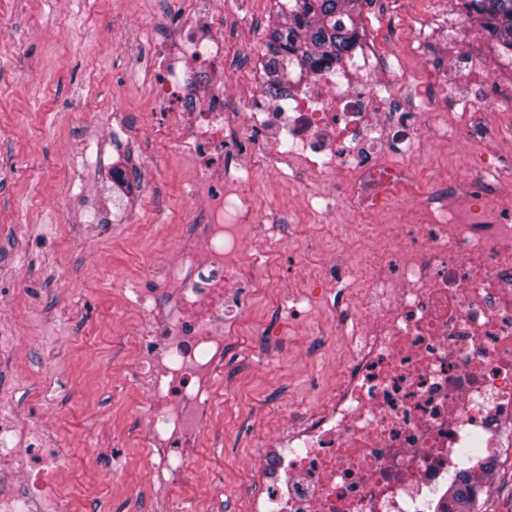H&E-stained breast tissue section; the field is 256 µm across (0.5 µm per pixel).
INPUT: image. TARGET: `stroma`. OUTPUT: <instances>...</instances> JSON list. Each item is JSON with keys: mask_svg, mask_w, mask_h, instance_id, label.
Returning a JSON list of instances; mask_svg holds the SVG:
<instances>
[{"mask_svg": "<svg viewBox=\"0 0 512 512\" xmlns=\"http://www.w3.org/2000/svg\"><path fill=\"white\" fill-rule=\"evenodd\" d=\"M363 34L408 72L440 61L452 0H359ZM288 0H0V409L67 448L43 512H239L237 485L263 443L321 405L344 353L299 283L311 240L342 249L343 187L257 172L261 213L277 223L256 254L275 252L274 296L252 307L274 333L224 349L214 423L189 464L193 481L164 499L150 449L129 440L145 394L126 374L135 356L136 290L174 253L201 200L190 158L171 148L169 109L143 82L175 25L207 26L228 54L212 86L245 100L269 26ZM425 28L432 49L413 36ZM128 136L112 138L115 120ZM134 169L127 180L114 170Z\"/></svg>", "mask_w": 512, "mask_h": 512, "instance_id": "stroma-1", "label": "stroma"}]
</instances>
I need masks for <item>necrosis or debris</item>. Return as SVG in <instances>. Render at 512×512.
Instances as JSON below:
<instances>
[{
    "label": "necrosis or debris",
    "mask_w": 512,
    "mask_h": 512,
    "mask_svg": "<svg viewBox=\"0 0 512 512\" xmlns=\"http://www.w3.org/2000/svg\"><path fill=\"white\" fill-rule=\"evenodd\" d=\"M181 37V59L157 65L148 86L174 105L172 147L195 162L209 198L177 256L137 291L138 354L127 371L147 395L134 436L152 451L149 478L171 490L188 482L225 346L269 333L248 307L271 286L248 251L268 238L251 175L280 166L340 177L347 207L367 218L411 207L393 224L343 225L358 248L331 253L315 272L353 290L352 318L331 323L347 355L328 400L256 456L239 487L242 512H439L473 444L512 477V158L500 151L512 142V80L490 84L479 50L491 30L455 22L454 68L415 79L364 41L351 69L293 79L240 107L218 89L194 93L223 65V37L189 28ZM414 88L441 105L429 121L407 102ZM491 106L500 119L490 120ZM458 129L490 147L480 180L415 162L423 138L445 144ZM19 423L12 412L0 418V512H35L68 464L66 449L33 434L34 461L12 467Z\"/></svg>",
    "instance_id": "1"
}]
</instances>
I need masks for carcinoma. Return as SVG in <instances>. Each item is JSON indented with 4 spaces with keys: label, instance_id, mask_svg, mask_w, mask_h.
<instances>
[{
    "label": "carcinoma",
    "instance_id": "carcinoma-1",
    "mask_svg": "<svg viewBox=\"0 0 512 512\" xmlns=\"http://www.w3.org/2000/svg\"><path fill=\"white\" fill-rule=\"evenodd\" d=\"M359 0H288L287 15L278 18L266 42L267 84L298 68L308 73L343 63L358 38ZM473 15L498 35L502 50L512 55V0H472ZM478 497L469 474L448 489L443 512H476Z\"/></svg>",
    "mask_w": 512,
    "mask_h": 512
}]
</instances>
